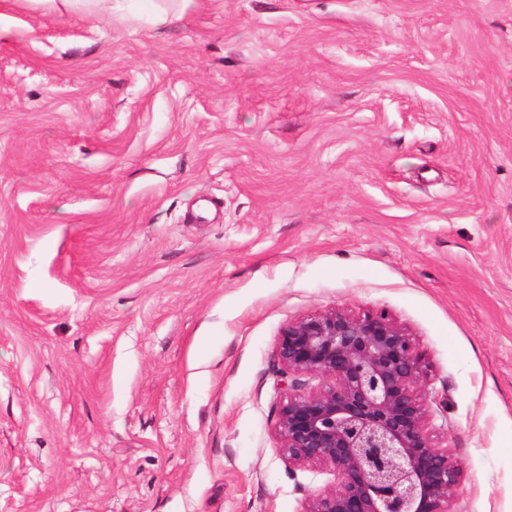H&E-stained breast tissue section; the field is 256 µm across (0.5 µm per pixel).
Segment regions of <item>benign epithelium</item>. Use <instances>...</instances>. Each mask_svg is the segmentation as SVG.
Returning <instances> with one entry per match:
<instances>
[{
	"label": "benign epithelium",
	"instance_id": "7a95c632",
	"mask_svg": "<svg viewBox=\"0 0 512 512\" xmlns=\"http://www.w3.org/2000/svg\"><path fill=\"white\" fill-rule=\"evenodd\" d=\"M276 356L295 375L275 423L288 468L336 476L303 512H456L461 466L432 442L428 366L404 328L383 312L325 311L288 324Z\"/></svg>",
	"mask_w": 512,
	"mask_h": 512
}]
</instances>
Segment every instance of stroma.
<instances>
[{
    "mask_svg": "<svg viewBox=\"0 0 512 512\" xmlns=\"http://www.w3.org/2000/svg\"><path fill=\"white\" fill-rule=\"evenodd\" d=\"M126 8L0 0V512H303L276 348L332 309L512 512V0ZM148 2L151 3L148 21L154 26L165 25L179 17V13L170 4L174 0H148Z\"/></svg>",
    "mask_w": 512,
    "mask_h": 512,
    "instance_id": "obj_1",
    "label": "stroma"
}]
</instances>
